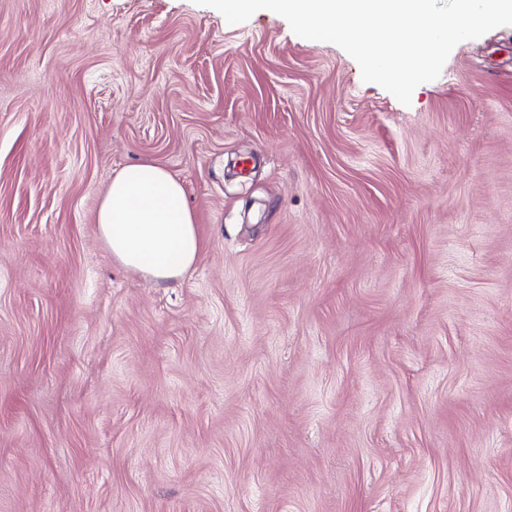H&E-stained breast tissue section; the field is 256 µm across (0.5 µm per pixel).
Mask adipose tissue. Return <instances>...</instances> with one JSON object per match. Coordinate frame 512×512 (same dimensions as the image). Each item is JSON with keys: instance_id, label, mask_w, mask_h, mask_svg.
Wrapping results in <instances>:
<instances>
[{"instance_id": "adipose-tissue-1", "label": "adipose tissue", "mask_w": 512, "mask_h": 512, "mask_svg": "<svg viewBox=\"0 0 512 512\" xmlns=\"http://www.w3.org/2000/svg\"><path fill=\"white\" fill-rule=\"evenodd\" d=\"M96 222L113 259L157 284L184 278L200 251L182 183L154 162L126 166L112 178Z\"/></svg>"}]
</instances>
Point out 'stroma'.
Segmentation results:
<instances>
[{
  "mask_svg": "<svg viewBox=\"0 0 512 512\" xmlns=\"http://www.w3.org/2000/svg\"><path fill=\"white\" fill-rule=\"evenodd\" d=\"M181 181V281L117 264ZM0 512H512V26L410 105L268 11L0 0ZM96 224L112 258L156 284L184 278L200 251L182 183L154 162L126 166L112 178Z\"/></svg>",
  "mask_w": 512,
  "mask_h": 512,
  "instance_id": "35a3bbf8",
  "label": "stroma"
}]
</instances>
